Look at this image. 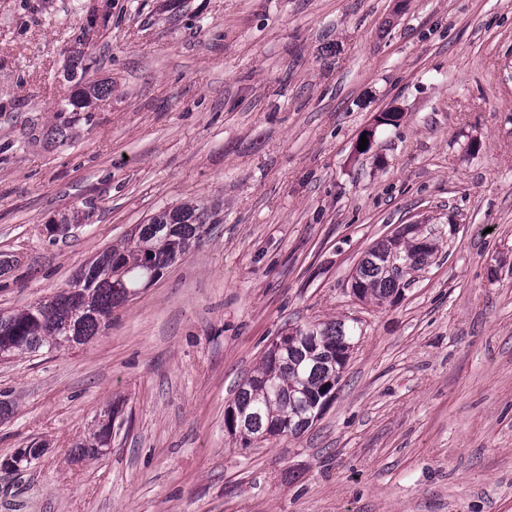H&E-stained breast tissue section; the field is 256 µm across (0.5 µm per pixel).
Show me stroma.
Instances as JSON below:
<instances>
[{
  "label": "stroma",
  "mask_w": 512,
  "mask_h": 512,
  "mask_svg": "<svg viewBox=\"0 0 512 512\" xmlns=\"http://www.w3.org/2000/svg\"><path fill=\"white\" fill-rule=\"evenodd\" d=\"M92 5L0 0V315L160 211L206 224L88 342L0 358V461L45 447L0 512H512V0H112L86 38ZM412 222L437 257L358 301ZM353 318L312 427L225 432L276 336ZM420 226L421 224H403L399 230L388 237L396 241L410 234L401 239L399 253L393 260L394 263L400 264L402 269L396 266L387 269L379 264L384 261L381 257L388 251L387 239L381 240L367 251L352 276L357 287L361 288L360 300H374L381 304L393 295L401 294V287L406 285L407 277L428 265L438 246L435 239L427 237L430 234L422 236V229L417 237L411 234L417 233ZM420 238L428 239L429 242L424 245L419 244ZM111 408L112 407H108L103 411V414L100 415L101 419H99L98 424L95 425L96 427L89 440L86 441L85 443H81L78 445L77 448H79V451L85 457L92 459L98 458L100 455H102L101 452L105 453L108 450V448L105 447H110L112 440V432L109 435V437L104 441L105 447L103 446V440L106 432L110 431L112 428V417L109 413ZM98 448H101L99 449L100 452Z\"/></svg>",
  "instance_id": "35a3bbf8"
}]
</instances>
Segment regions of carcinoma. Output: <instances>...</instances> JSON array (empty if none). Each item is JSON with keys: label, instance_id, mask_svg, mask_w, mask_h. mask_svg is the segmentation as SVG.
I'll return each mask as SVG.
<instances>
[{"label": "carcinoma", "instance_id": "obj_1", "mask_svg": "<svg viewBox=\"0 0 512 512\" xmlns=\"http://www.w3.org/2000/svg\"><path fill=\"white\" fill-rule=\"evenodd\" d=\"M203 213L191 205L163 210L141 224L123 246L101 251L79 269L68 287L17 313L0 316V356L52 351L76 342V337L96 336L112 316V309L128 301L148 277L158 276L183 258L201 236ZM422 235L406 236L395 257L396 266L381 265L388 251L385 240L367 251L352 279L361 288L360 300L383 303L402 293L407 277L422 270L435 255L434 239L422 245ZM357 337L355 326L342 321L295 329L288 353L267 348L256 376L276 384L272 391L247 379L238 388L231 406L246 411L249 422L237 427V436L248 446L279 425L291 436L312 426L309 414L297 407L294 396L321 404L336 388L345 364L336 360L339 351ZM112 428L110 409L101 414L88 441L78 445L81 454L95 459L107 431Z\"/></svg>", "mask_w": 512, "mask_h": 512}]
</instances>
